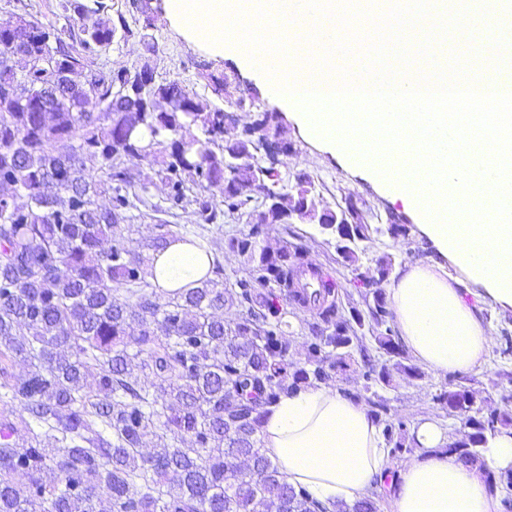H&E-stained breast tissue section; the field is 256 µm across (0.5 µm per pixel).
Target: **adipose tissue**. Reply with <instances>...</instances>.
<instances>
[{"label": "adipose tissue", "instance_id": "ef3b65f1", "mask_svg": "<svg viewBox=\"0 0 512 512\" xmlns=\"http://www.w3.org/2000/svg\"><path fill=\"white\" fill-rule=\"evenodd\" d=\"M186 27L218 24L216 51H234L267 76L272 93L290 102L311 135L337 144L349 163L372 173L415 211L440 263L400 268L386 288L399 337L420 366L464 375L485 364L494 338L468 283L482 284L512 312V80H492L471 101H495L493 120L481 112L437 108L438 73L411 70L408 79L364 77L345 93L335 75L315 68L298 42H282L290 28L301 41L336 38L329 18L337 0H170ZM213 256L176 241L155 253L152 281L166 291L194 286ZM456 275H448L447 266ZM262 447L294 487L327 512L388 481L389 512H499L501 497L488 473L512 469V427L491 437L483 467L464 464L433 420L413 432L416 454L392 462L368 407L327 386L281 396L260 428Z\"/></svg>", "mask_w": 512, "mask_h": 512}]
</instances>
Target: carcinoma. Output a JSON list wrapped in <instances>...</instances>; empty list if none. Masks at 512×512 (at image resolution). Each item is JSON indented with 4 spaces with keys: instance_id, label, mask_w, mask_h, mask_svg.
<instances>
[{
    "instance_id": "cac0c4a2",
    "label": "carcinoma",
    "mask_w": 512,
    "mask_h": 512,
    "mask_svg": "<svg viewBox=\"0 0 512 512\" xmlns=\"http://www.w3.org/2000/svg\"><path fill=\"white\" fill-rule=\"evenodd\" d=\"M62 7L79 20L67 41L26 12L0 25V45L24 37L27 52L52 62L0 69V432L10 434L0 439V512H326L262 451L266 408L347 371L367 332L388 356L364 357L368 379L388 386L395 369L421 373L403 363L382 292L344 311L324 280L312 298L300 283L303 248L285 241L272 249L259 237L263 225L285 224L287 210L305 204L353 262L358 243L371 239L364 203L349 196L339 210L319 211L304 179L296 195L252 207L251 191L275 182L252 142L276 135L279 117L260 112L246 133L226 139L224 108L142 75L140 66L155 67L149 57L107 71L90 89L76 77L116 34L134 32L101 3ZM53 73L66 105L44 112ZM15 84L27 93L6 94ZM193 128L198 135L184 138ZM156 146L164 147L171 206H182L192 186H220L224 209L250 219L247 234L228 240L246 259L235 287H224L217 259L192 288L165 292L150 282L153 254L185 240L178 225L156 224L138 241L125 223L133 180L125 159ZM88 160L100 163V175ZM227 304L239 308L237 319L224 320ZM290 308H313L325 324L313 327L302 366L282 329ZM17 362L25 373L12 372ZM436 399L462 415L479 402L464 386ZM497 421L512 419L468 417L448 450L479 463ZM338 512H379L378 499Z\"/></svg>"
}]
</instances>
